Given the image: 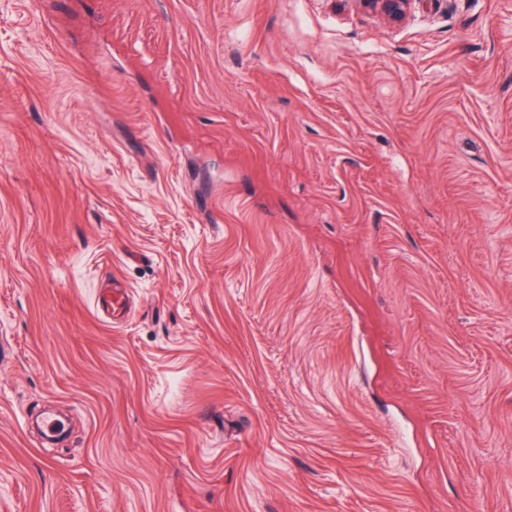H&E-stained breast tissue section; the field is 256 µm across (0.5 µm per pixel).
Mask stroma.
<instances>
[{"mask_svg": "<svg viewBox=\"0 0 512 512\" xmlns=\"http://www.w3.org/2000/svg\"><path fill=\"white\" fill-rule=\"evenodd\" d=\"M0 512H512V0H0ZM363 9L387 21L399 23L405 19L415 0H357ZM98 309L113 323L127 315L131 310L130 297L127 288L114 280L112 288L105 289L98 299Z\"/></svg>", "mask_w": 512, "mask_h": 512, "instance_id": "35a3bbf8", "label": "stroma"}]
</instances>
